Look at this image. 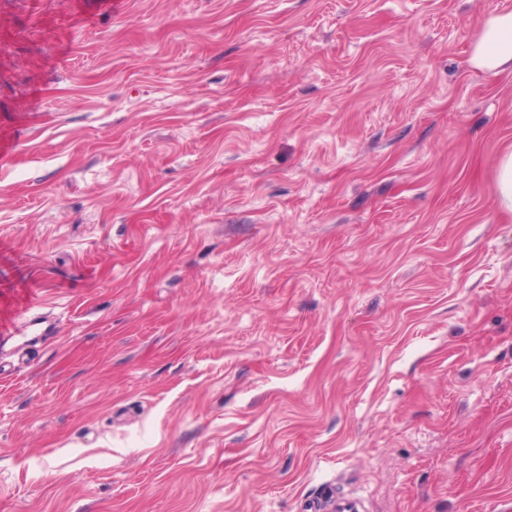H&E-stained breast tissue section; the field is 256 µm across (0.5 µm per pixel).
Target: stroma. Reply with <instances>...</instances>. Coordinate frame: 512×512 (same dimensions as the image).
Returning <instances> with one entry per match:
<instances>
[{
  "label": "stroma",
  "mask_w": 512,
  "mask_h": 512,
  "mask_svg": "<svg viewBox=\"0 0 512 512\" xmlns=\"http://www.w3.org/2000/svg\"><path fill=\"white\" fill-rule=\"evenodd\" d=\"M506 11L0 0V512H512ZM469 62L488 71H512V12L490 17L475 43ZM496 184L501 205L512 210V152L506 153L501 158L497 169Z\"/></svg>",
  "instance_id": "35a3bbf8"
}]
</instances>
